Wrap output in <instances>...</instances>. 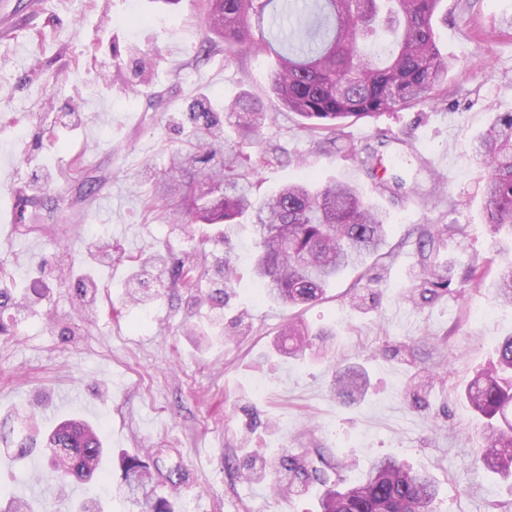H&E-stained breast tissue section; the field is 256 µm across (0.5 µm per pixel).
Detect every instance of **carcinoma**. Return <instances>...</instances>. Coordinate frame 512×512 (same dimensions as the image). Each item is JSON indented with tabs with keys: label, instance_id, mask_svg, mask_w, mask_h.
Here are the masks:
<instances>
[{
	"label": "carcinoma",
	"instance_id": "cac0c4a2",
	"mask_svg": "<svg viewBox=\"0 0 512 512\" xmlns=\"http://www.w3.org/2000/svg\"><path fill=\"white\" fill-rule=\"evenodd\" d=\"M442 0H206L205 20L215 39L206 54L239 49L264 51L280 46L271 90L286 110L305 120L311 133L335 138L349 118H368L410 104L432 103L446 84L450 63L435 41L433 19ZM269 26L273 41L257 42L253 26ZM235 138L226 136L219 109L201 96L181 118L192 138L189 149L170 157L159 191L147 200L156 209L181 196L182 210L170 213L184 223L240 224L258 237L255 272L262 293L284 306L324 298L327 288L349 267L364 263L385 243L386 218L361 192L343 181L320 186L304 181L265 199L250 192L239 172L241 149L256 143L268 113L242 95L224 104ZM487 169L483 212L486 223L512 234V112L493 121L472 144ZM423 292L448 287L435 265L426 267ZM496 297L512 304V259L506 258L493 283ZM339 394L352 396L361 376L338 370ZM471 405L486 418L477 462L512 477V336L498 349L497 365L476 374L468 385ZM0 441L23 461L38 445L52 452L47 480L65 489L76 481L109 475L99 430L84 419L47 427L43 439L28 428L0 429ZM126 499L140 512H174L157 493L161 470L138 455L120 459ZM326 486L322 512H433L439 487L427 472L414 471L394 457L373 461L351 487L321 477Z\"/></svg>",
	"mask_w": 512,
	"mask_h": 512
}]
</instances>
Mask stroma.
<instances>
[{
  "mask_svg": "<svg viewBox=\"0 0 512 512\" xmlns=\"http://www.w3.org/2000/svg\"><path fill=\"white\" fill-rule=\"evenodd\" d=\"M434 27L454 63L447 97L348 120L329 143L278 109L274 52L198 60L202 0H42L35 14L16 5L0 37V203L35 199L40 222L27 235L0 223V291L15 298L0 307V425L36 402L101 425L110 480L73 486L62 501L137 512L115 493L118 457L151 448L162 467H181L176 512H320L321 483L278 468L307 450L346 487L393 456L436 478L438 512H512V490L473 463L485 419L465 392L512 336V306L465 277L503 259L483 217L487 171L470 148L512 112V0H443ZM242 93L270 114L259 143L243 147L242 170L279 149L253 178L258 196L337 178L387 216L383 248L293 313L260 295L251 225L189 227L144 209L184 146L176 121L190 102ZM364 146L380 158L372 177L355 155ZM394 174L418 195L384 188ZM453 224L460 233L446 234ZM97 225L112 259L93 263L97 290L85 298L72 274L89 264ZM423 228L443 229L431 259L449 279L429 300ZM228 254L234 286L204 302L224 288ZM192 261L200 270L187 288L177 268ZM292 315L317 334L302 358L277 346ZM339 366L363 371L362 393L336 395ZM46 467L37 455L19 467L0 447V492L53 512Z\"/></svg>",
  "mask_w": 512,
  "mask_h": 512,
  "instance_id": "stroma-1",
  "label": "stroma"
}]
</instances>
